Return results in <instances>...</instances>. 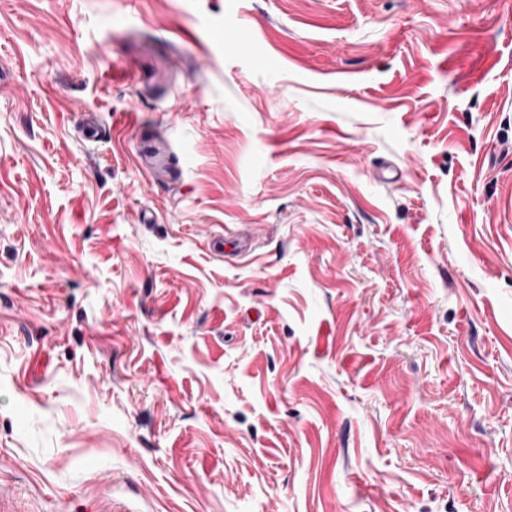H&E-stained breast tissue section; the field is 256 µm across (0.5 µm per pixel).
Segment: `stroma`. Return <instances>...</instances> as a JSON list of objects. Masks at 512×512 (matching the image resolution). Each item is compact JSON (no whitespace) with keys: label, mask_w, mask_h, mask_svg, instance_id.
Returning a JSON list of instances; mask_svg holds the SVG:
<instances>
[{"label":"stroma","mask_w":512,"mask_h":512,"mask_svg":"<svg viewBox=\"0 0 512 512\" xmlns=\"http://www.w3.org/2000/svg\"><path fill=\"white\" fill-rule=\"evenodd\" d=\"M0 489L512 512V0H0Z\"/></svg>","instance_id":"stroma-1"}]
</instances>
